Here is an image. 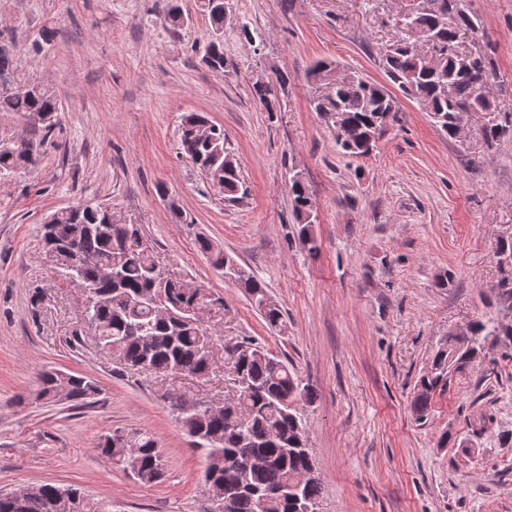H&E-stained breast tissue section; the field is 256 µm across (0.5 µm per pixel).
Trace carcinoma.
<instances>
[{
    "label": "carcinoma",
    "instance_id": "carcinoma-1",
    "mask_svg": "<svg viewBox=\"0 0 512 512\" xmlns=\"http://www.w3.org/2000/svg\"><path fill=\"white\" fill-rule=\"evenodd\" d=\"M426 8L408 17L421 41L436 53L428 66L409 34L394 37L379 48V61L389 79L407 96L426 100L442 129L453 136L459 110L486 112L483 129L488 144L512 134V123L497 120L495 104L485 100L479 84L494 70L486 53L459 56L448 48L459 44L460 31L476 29L469 0H423ZM208 17L211 39L202 61L213 71L224 70V0H201ZM0 112H13L22 118L38 115L40 125L26 132L22 145L13 133H0V177L29 171L40 160V148L56 126L60 100L40 82L17 78L13 49L0 43ZM253 99L265 112L277 111L270 87L255 82ZM318 112H340L343 122L336 129V146L350 157H365L385 131L386 118L398 112L397 101L384 89L351 75L316 105ZM209 125L197 112L183 117L180 147L182 153L211 179L223 186L224 199L236 202L243 188L235 159L227 151L224 129L210 125V137L202 139L196 130ZM295 220L301 224L299 238L309 244L312 238L307 204L311 201L300 173L291 184ZM108 205L86 200L71 211L58 210L45 218L42 244L55 245L56 261L78 265V273L89 282L82 296V307L94 321L95 344L112 352L128 368L145 374L170 373L194 377L209 375L212 350L199 319L203 299L182 288L177 281L161 287L154 249L136 224L108 221ZM213 267L229 274L252 307L271 326L283 317L279 306L267 295L265 284L247 274L224 251L206 238L198 240ZM495 301L512 309V264L500 265ZM512 343V321L495 318L475 322L460 336H450L439 347L430 369L417 381L413 412L417 421L427 419L431 400L448 378L484 357L487 341ZM229 370L237 392L226 398L223 411L205 407L179 412L182 428L204 448L206 466L204 489L210 502L208 512H305L320 502L322 483L315 476L298 484V478L315 468L311 448L302 425L298 406L312 394L297 374L278 356L260 343L244 338L229 352ZM65 399L86 405L99 394L97 382L83 374L45 371L38 381L36 399L47 405ZM101 455L112 465L134 470V478L144 485L154 484L164 475V463L156 437L142 429L117 430L101 438ZM82 504L81 512H102L100 504L81 489L43 484L20 498L0 494V512H73L71 501Z\"/></svg>",
    "mask_w": 512,
    "mask_h": 512
}]
</instances>
